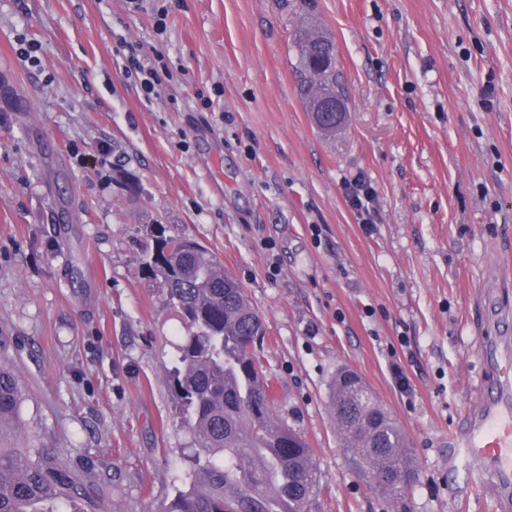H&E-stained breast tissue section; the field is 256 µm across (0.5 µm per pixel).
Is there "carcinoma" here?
Returning a JSON list of instances; mask_svg holds the SVG:
<instances>
[{
  "label": "carcinoma",
  "instance_id": "cac0c4a2",
  "mask_svg": "<svg viewBox=\"0 0 512 512\" xmlns=\"http://www.w3.org/2000/svg\"><path fill=\"white\" fill-rule=\"evenodd\" d=\"M293 48L297 91L315 124L333 131L342 120L336 100L343 99L335 45L305 26ZM143 262L186 326L168 379L192 436L190 482L165 512H303L318 485L314 450L258 387L265 379L264 319L220 261L182 234L154 236ZM354 377L342 369L330 387L341 438L369 464L385 494L404 497L416 482L415 458L373 394L364 406H349ZM22 396L13 368L1 362L0 512H62L64 504L84 512L91 492L64 459L49 448L18 447Z\"/></svg>",
  "mask_w": 512,
  "mask_h": 512
}]
</instances>
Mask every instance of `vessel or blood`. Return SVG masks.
<instances>
[{
    "label": "vessel or blood",
    "mask_w": 512,
    "mask_h": 512,
    "mask_svg": "<svg viewBox=\"0 0 512 512\" xmlns=\"http://www.w3.org/2000/svg\"><path fill=\"white\" fill-rule=\"evenodd\" d=\"M496 380L491 397L448 441V467L465 465L471 482L512 498V347L485 343Z\"/></svg>",
    "instance_id": "obj_1"
}]
</instances>
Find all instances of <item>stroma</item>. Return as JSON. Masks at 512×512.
I'll return each mask as SVG.
<instances>
[{
	"mask_svg": "<svg viewBox=\"0 0 512 512\" xmlns=\"http://www.w3.org/2000/svg\"><path fill=\"white\" fill-rule=\"evenodd\" d=\"M167 4L159 36L125 0H0V87L26 106L0 100V359L23 443L69 462L96 512H165L188 486L167 381L185 327L141 271L152 235L183 233L266 323L273 406L315 453L304 512H393L342 446L341 367L407 436V512H502L460 497L448 432L489 380L484 335L512 344V0ZM308 21L346 94L331 134L295 88ZM126 41L168 61L158 97L126 73ZM358 176L377 191L371 235L343 194Z\"/></svg>",
	"mask_w": 512,
	"mask_h": 512,
	"instance_id": "obj_1",
	"label": "stroma"
}]
</instances>
